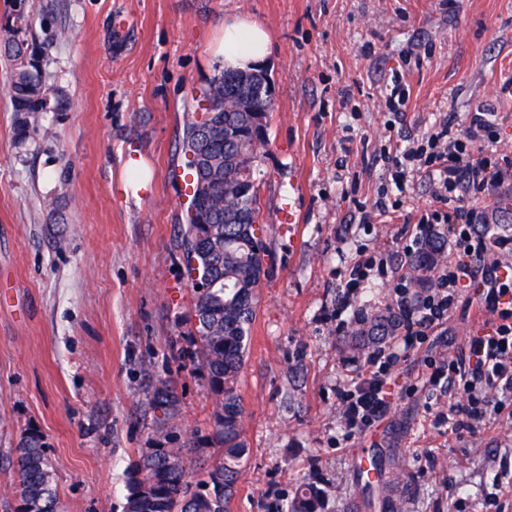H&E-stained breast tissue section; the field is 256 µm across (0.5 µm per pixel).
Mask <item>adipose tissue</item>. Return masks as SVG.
I'll use <instances>...</instances> for the list:
<instances>
[{
	"label": "adipose tissue",
	"instance_id": "ef3b65f1",
	"mask_svg": "<svg viewBox=\"0 0 512 512\" xmlns=\"http://www.w3.org/2000/svg\"><path fill=\"white\" fill-rule=\"evenodd\" d=\"M223 32L224 36L215 50L222 68L250 70L262 64L270 54L268 35L257 22H228Z\"/></svg>",
	"mask_w": 512,
	"mask_h": 512
}]
</instances>
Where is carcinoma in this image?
I'll return each mask as SVG.
<instances>
[{"label": "carcinoma", "mask_w": 512, "mask_h": 512, "mask_svg": "<svg viewBox=\"0 0 512 512\" xmlns=\"http://www.w3.org/2000/svg\"><path fill=\"white\" fill-rule=\"evenodd\" d=\"M15 26L0 41V53L11 62L8 85L15 112L14 136L23 143L30 136L31 119L45 111L47 93L43 83L44 58L35 39L19 36ZM263 74L221 70L196 88L201 112L183 115L181 151L192 180L187 206L188 224L181 228L177 248L181 251L191 286L209 280L215 287L194 292L192 315L195 346L184 353L190 370L203 372L214 400V433L211 445L218 457L203 478L192 481L178 448H153L140 452L125 472L123 512H226L235 492L242 464L249 449L243 438L244 410L237 384L245 364L250 326L258 303V288L269 278L275 256L263 236L257 234L260 214V182L257 167L269 146V126L275 100L262 93ZM222 92L238 104L254 103L255 112H233L238 134L225 140L208 135L213 122L212 99ZM249 171L253 190L239 195V170ZM242 215L245 224H226L224 219ZM447 249L445 236L432 228L424 246L408 258L407 269L415 287L424 289ZM400 327L391 310L368 313L355 323L344 344L352 356L374 346ZM154 412V431L166 441L178 440L176 418L180 399L164 382L148 399ZM11 453L19 468L16 491L7 507L11 512H58L56 481L42 432L30 427L19 437ZM322 490L303 483L295 489L290 512H321Z\"/></svg>", "instance_id": "obj_1"}]
</instances>
